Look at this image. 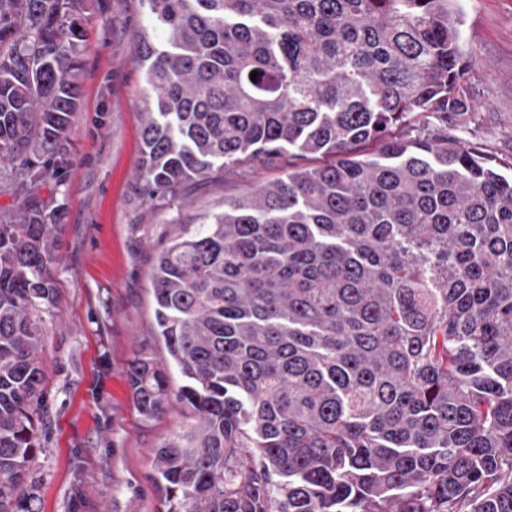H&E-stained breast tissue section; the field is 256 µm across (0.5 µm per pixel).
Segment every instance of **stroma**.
Masks as SVG:
<instances>
[{
	"mask_svg": "<svg viewBox=\"0 0 512 512\" xmlns=\"http://www.w3.org/2000/svg\"><path fill=\"white\" fill-rule=\"evenodd\" d=\"M483 152L512 178V0H459ZM146 24L138 0H89L81 27L82 100L64 144L61 183L40 186L57 224L43 313L44 396L39 449L25 491L39 512H161L154 448L180 417L169 402L144 418L127 380L138 356L166 360L154 336L156 254L226 199L281 176L291 154L264 155L190 186L170 204L146 203L141 167L145 92L134 46Z\"/></svg>",
	"mask_w": 512,
	"mask_h": 512,
	"instance_id": "35a3bbf8",
	"label": "stroma"
}]
</instances>
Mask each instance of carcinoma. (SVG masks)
<instances>
[{
    "mask_svg": "<svg viewBox=\"0 0 512 512\" xmlns=\"http://www.w3.org/2000/svg\"><path fill=\"white\" fill-rule=\"evenodd\" d=\"M85 0H0V512L37 452L36 317ZM144 200L287 149L155 258L142 415L164 512H512V179L479 142L457 0H141ZM257 72L256 80L251 73ZM370 144L380 157L365 152ZM17 181L14 171L6 167L0 169V211L13 210L20 199H17L11 191V182Z\"/></svg>",
    "mask_w": 512,
    "mask_h": 512,
    "instance_id": "carcinoma-1",
    "label": "carcinoma"
}]
</instances>
